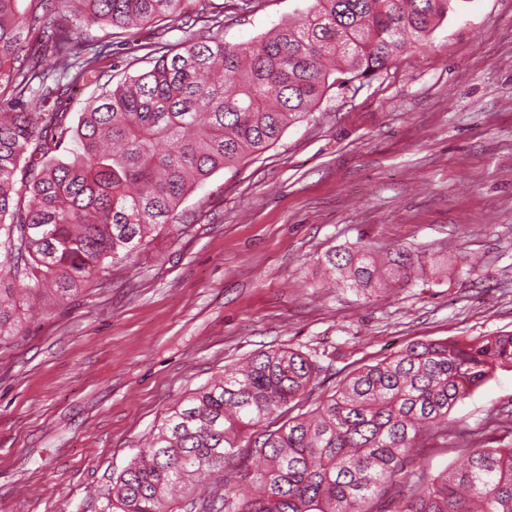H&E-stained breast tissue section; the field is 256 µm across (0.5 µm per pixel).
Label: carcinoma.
Here are the masks:
<instances>
[{"mask_svg":"<svg viewBox=\"0 0 512 512\" xmlns=\"http://www.w3.org/2000/svg\"><path fill=\"white\" fill-rule=\"evenodd\" d=\"M452 0H314L258 46L198 26L186 0H0V246L35 295L77 294L126 261L215 172L265 152L334 86L369 78L428 39ZM166 22L182 33L133 46L153 67L104 91L71 124L69 90L97 71L109 30ZM98 27L101 37L87 30ZM40 49L28 51L30 38ZM21 184L23 190L16 189ZM349 287L418 277L411 252L381 269L361 244L327 256ZM20 324L0 287V344ZM512 368V334L413 341L351 371L309 412L320 366L294 349L249 356L175 407L112 477L115 512H512V448H468L453 470L417 463L448 437L460 402ZM277 428L258 432L268 420ZM259 464L224 482L240 442ZM199 476L216 478L193 494Z\"/></svg>","mask_w":512,"mask_h":512,"instance_id":"cac0c4a2","label":"carcinoma"}]
</instances>
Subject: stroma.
<instances>
[{
    "instance_id": "35a3bbf8",
    "label": "stroma",
    "mask_w": 512,
    "mask_h": 512,
    "mask_svg": "<svg viewBox=\"0 0 512 512\" xmlns=\"http://www.w3.org/2000/svg\"><path fill=\"white\" fill-rule=\"evenodd\" d=\"M245 43L296 21L313 0H190ZM112 37L99 79L147 69ZM411 249L422 278L380 294L338 287L329 253ZM512 332V0H457L425 44L332 88L260 156L214 173L131 260L0 346V512H112V475L172 408L261 350L293 348L321 368L314 409L353 369L417 340ZM512 369L458 403V431L428 450L431 471L465 446L512 448Z\"/></svg>"
}]
</instances>
